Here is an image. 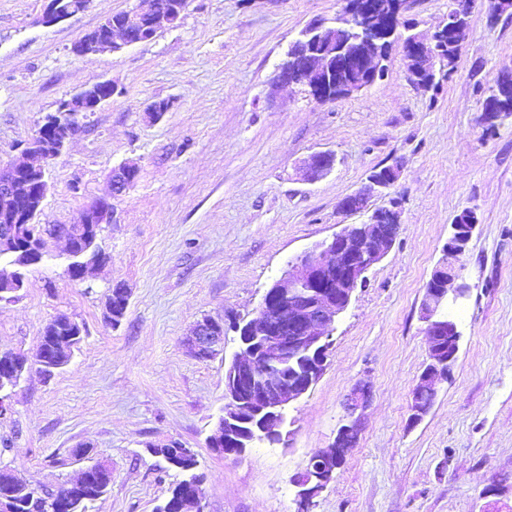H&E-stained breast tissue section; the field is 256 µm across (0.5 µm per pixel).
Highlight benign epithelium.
Wrapping results in <instances>:
<instances>
[{
  "label": "benign epithelium",
  "instance_id": "obj_1",
  "mask_svg": "<svg viewBox=\"0 0 512 512\" xmlns=\"http://www.w3.org/2000/svg\"><path fill=\"white\" fill-rule=\"evenodd\" d=\"M475 4L476 0H459V10L448 15V22L436 29L431 41L426 42L417 34L401 41L412 84L429 85L436 65L445 70L447 62L460 56V40L453 43V54L444 53L448 49V30L469 25L468 17ZM403 5L404 0H345L338 14L344 28L319 22L302 30L295 43L303 45L304 50L289 48L279 67V79L303 87L317 100L345 97L372 86L384 75L381 62L393 47ZM86 6L85 0H71L65 6L61 0H49L43 22L57 23L82 12ZM171 22V12L137 8L125 13L119 23L107 19L99 26L101 32L85 35L74 45L73 52L86 55L147 42ZM111 98L112 84L103 81L61 101L28 143L26 155L45 162L56 159L65 144L82 130L88 114ZM334 165L335 156L331 153L311 155L307 180L322 179ZM134 169L136 165L125 162L112 170L113 197L122 196L132 186ZM398 177L396 166L373 171L359 191L340 203L342 211L363 212L367 220L344 227L288 261L287 270L265 291L256 315L234 323L242 354L235 356L224 370V408L208 438V447L215 453L241 456L258 443L282 441L288 409L311 391L325 372L337 318L347 310L355 290L366 282L367 273L386 257L399 233L397 210L373 209L369 205L372 198L388 195ZM46 191L44 168L29 159L0 168L1 256L7 255L14 243L27 238L28 224ZM112 217V204L97 200L85 207L77 221L60 231L71 258L67 270H79L78 280H85L88 271L100 265L106 254L98 247L89 254L73 253V236L80 234L93 242L94 227L110 223ZM477 226L478 218L472 210H464L454 218L445 245L448 260L435 268L425 285L422 319L426 323L428 356L412 391V423L421 422L430 412L457 360L461 332L450 308L463 303L470 294L463 258ZM185 346L199 360L212 358L224 347L223 323L211 318L198 322ZM294 358L298 360V370L287 378L282 366ZM370 398L368 385H354L346 397V415L334 442L311 453L293 475L296 512H312L315 498L356 447L363 431V411ZM203 499L202 484L189 479L174 510L204 512Z\"/></svg>",
  "mask_w": 512,
  "mask_h": 512
}]
</instances>
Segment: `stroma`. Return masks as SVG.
<instances>
[{"label":"stroma","mask_w":512,"mask_h":512,"mask_svg":"<svg viewBox=\"0 0 512 512\" xmlns=\"http://www.w3.org/2000/svg\"><path fill=\"white\" fill-rule=\"evenodd\" d=\"M140 0H90L45 25L48 0H0V167L18 158L61 100L94 83L114 88L83 131L45 166L36 223H74L92 200L111 197L114 167H139L111 198L113 223L98 244L111 261L88 284L69 278L65 243L44 238L14 301L0 302V352L35 355L46 324L71 316L82 340L51 379L30 371L9 389L0 419V468L54 489L88 462L112 469L90 512H156L176 477L150 446L192 449L205 512H295L291 483L333 441L343 401L371 386L360 441L313 512H512V117L487 126L482 105L512 71V14L475 11L455 70L435 89L407 79L393 48L384 77L330 102L282 84L278 66L309 24L332 20L341 0H187L177 26L117 51L75 55L73 45ZM450 0H406L401 20L431 38ZM167 102L156 120L148 107ZM336 157L315 183L303 166ZM399 165L389 196L401 228L387 256L336 323L326 370L288 412L287 444L260 443L221 456L207 438L224 406V349L192 357L182 341L205 317L253 315L288 260L360 223L340 201L378 167ZM479 225L465 257L470 296L450 379L417 425L412 390L427 361L424 286L445 259L456 215ZM129 305L107 320L111 286ZM86 445L88 458L75 450Z\"/></svg>","instance_id":"1"}]
</instances>
